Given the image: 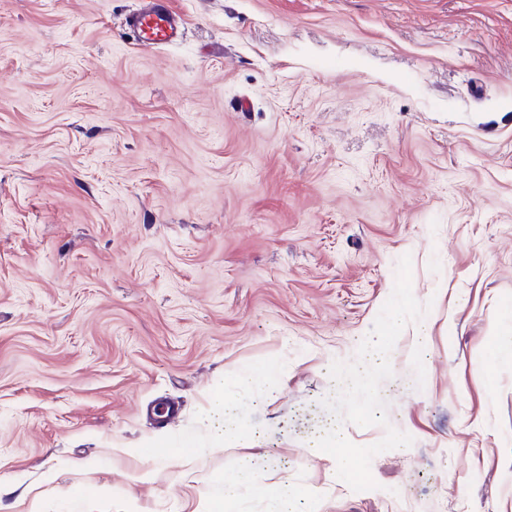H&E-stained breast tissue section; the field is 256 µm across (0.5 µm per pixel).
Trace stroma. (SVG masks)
Instances as JSON below:
<instances>
[{
	"instance_id": "35a3bbf8",
	"label": "stroma",
	"mask_w": 512,
	"mask_h": 512,
	"mask_svg": "<svg viewBox=\"0 0 512 512\" xmlns=\"http://www.w3.org/2000/svg\"><path fill=\"white\" fill-rule=\"evenodd\" d=\"M140 3L0 0V512H512V0ZM146 6L127 19L137 45L154 46L179 40L182 19L170 0H146ZM232 409V402L224 395V385L217 384L212 392L209 408L203 417V422L209 430L212 447H233L228 445L238 440L240 428L231 419ZM306 447L317 450L320 448H330V457L333 459L335 466L337 463L336 477L339 481H348L356 475L364 476V474L355 473L347 466L349 463V454H359L361 456H370L374 454L373 449L370 448H358V450H352L349 448L344 429L341 426H336L335 424L325 437L311 439L307 442ZM336 449L338 450L337 455ZM250 465L247 464L242 470L237 473L230 474L224 478V497L218 503L216 511L224 510L226 503L232 502L237 493L244 487L248 486L246 482L249 478Z\"/></svg>"
}]
</instances>
